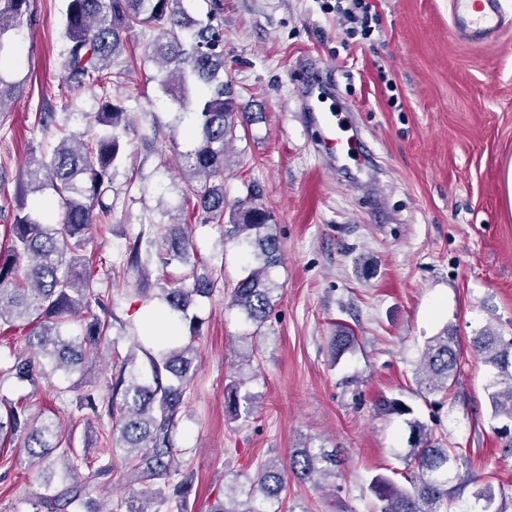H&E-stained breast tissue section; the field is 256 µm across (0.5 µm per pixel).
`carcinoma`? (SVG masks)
I'll return each mask as SVG.
<instances>
[{"mask_svg":"<svg viewBox=\"0 0 512 512\" xmlns=\"http://www.w3.org/2000/svg\"><path fill=\"white\" fill-rule=\"evenodd\" d=\"M221 11L211 0L205 16L192 17L183 0H67L63 13L64 81L71 88L98 87L102 93L94 113L71 112L70 101L56 107L46 101L35 114L37 125L47 132L56 129L58 143L48 152L32 154L18 179L17 196L6 225L8 244L0 245V326L7 324L24 340V350L8 373L36 387L56 373L72 379L85 376V362L97 353L113 323L92 314L107 309L98 263L84 257L85 245L103 227L101 220L112 216L118 192L113 187V170L129 148V113L122 102L107 93L112 84V58L125 47L127 34L137 26H149L156 36L145 48V58L157 66V79L175 106L178 122H189L187 135L195 142L182 154L186 175L179 210L203 215V222L224 220V183L214 180L224 174L226 147L236 134L238 112L233 87L224 81V31L215 23ZM32 0H0V108L4 97L16 88L5 80L4 60L16 48V38L25 24L32 23ZM76 117L94 128L89 137L72 134L57 122L58 111ZM54 191L61 207L59 221L49 213L28 206L31 195L45 188ZM250 191L237 201L222 237L255 249L258 266L240 278L231 304L259 333L274 309L279 286L271 270L278 267L282 250L273 233L271 213L257 203ZM188 225L174 220L168 224L141 227L129 241L124 256L126 269L150 275V266L166 268L174 263L187 270L171 287L162 289L171 321L194 322L189 309L198 298H209L223 280L213 269L198 272L193 258L195 244ZM77 319L81 331L68 336L61 331ZM356 338L346 326H336L330 347L337 361L355 346ZM134 345L145 358L150 375L139 380L133 370L137 359L114 352L111 376L106 379L108 398L95 391L83 392L79 401L97 419L112 421V444L103 449L108 462L94 474L122 477L128 495L111 502L103 512H187L188 477L176 464L181 449L173 436L181 410L198 369L192 343L167 348L156 354L139 342ZM471 349L493 369L486 386L491 417L512 422V341L490 330L471 340ZM461 357L458 337L448 328L428 338L417 372L420 392L448 393ZM243 382L232 380L224 387V410L235 421L253 410V397L241 392ZM0 442L18 443L19 454L29 464L50 469L61 465L64 484L32 504L35 512H82L90 485L76 480L82 468L93 461L75 448L72 436L62 437L54 422L30 412L20 403L0 402ZM380 409L405 417L408 427L407 452L403 457L404 479L397 484L390 476L372 477L369 489L377 500L375 512H448L456 487L448 486V474L468 466L469 460L456 448L440 445L433 429L424 424L414 408L400 398H384ZM342 461L324 448H297L284 464L272 459L249 479L246 500L238 504L230 494L216 499L210 512H268L266 505L282 503L288 475L303 483H319L336 476ZM162 479L172 494L151 493L147 483ZM476 502L489 512L496 493L484 484L473 493Z\"/></svg>","mask_w":512,"mask_h":512,"instance_id":"obj_1","label":"carcinoma"}]
</instances>
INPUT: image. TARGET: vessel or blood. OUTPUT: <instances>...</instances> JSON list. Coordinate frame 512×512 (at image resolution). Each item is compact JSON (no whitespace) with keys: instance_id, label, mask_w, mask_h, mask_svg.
Listing matches in <instances>:
<instances>
[{"instance_id":"vessel-or-blood-1","label":"vessel or blood","mask_w":512,"mask_h":512,"mask_svg":"<svg viewBox=\"0 0 512 512\" xmlns=\"http://www.w3.org/2000/svg\"><path fill=\"white\" fill-rule=\"evenodd\" d=\"M508 20L502 0H451V30L457 35L479 38L482 45L495 44L497 35ZM330 85L321 74H313L298 99L299 111L305 112L307 123L318 133V150L331 164L352 160L356 164L370 162V154L356 139L346 117L330 103Z\"/></svg>"}]
</instances>
